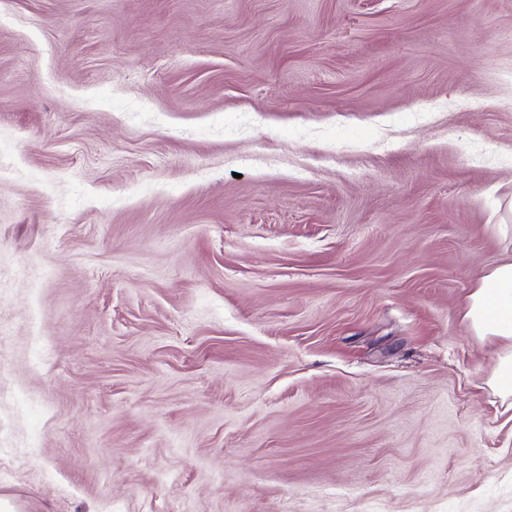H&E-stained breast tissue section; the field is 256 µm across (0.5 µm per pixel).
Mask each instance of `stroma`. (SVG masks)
Returning <instances> with one entry per match:
<instances>
[{
	"label": "stroma",
	"instance_id": "stroma-1",
	"mask_svg": "<svg viewBox=\"0 0 512 512\" xmlns=\"http://www.w3.org/2000/svg\"><path fill=\"white\" fill-rule=\"evenodd\" d=\"M0 164L14 512H512V0H0ZM465 319L477 336H489L502 347L492 383L512 397V253L484 275L468 297Z\"/></svg>",
	"mask_w": 512,
	"mask_h": 512
}]
</instances>
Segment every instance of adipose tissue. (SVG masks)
<instances>
[{
  "label": "adipose tissue",
  "mask_w": 512,
  "mask_h": 512,
  "mask_svg": "<svg viewBox=\"0 0 512 512\" xmlns=\"http://www.w3.org/2000/svg\"><path fill=\"white\" fill-rule=\"evenodd\" d=\"M465 318L476 335L497 340L502 353L492 383L503 398L512 397V255L484 275L468 297Z\"/></svg>",
  "instance_id": "adipose-tissue-1"
}]
</instances>
